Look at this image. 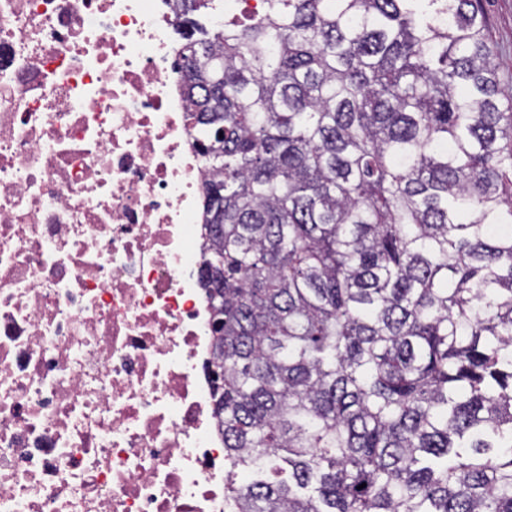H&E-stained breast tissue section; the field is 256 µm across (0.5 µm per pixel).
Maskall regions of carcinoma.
Returning <instances> with one entry per match:
<instances>
[{
  "instance_id": "cac0c4a2",
  "label": "carcinoma",
  "mask_w": 512,
  "mask_h": 512,
  "mask_svg": "<svg viewBox=\"0 0 512 512\" xmlns=\"http://www.w3.org/2000/svg\"><path fill=\"white\" fill-rule=\"evenodd\" d=\"M177 0L235 512H512V112L481 0Z\"/></svg>"
}]
</instances>
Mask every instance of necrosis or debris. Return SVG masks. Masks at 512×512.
Returning a JSON list of instances; mask_svg holds the SVG:
<instances>
[{
    "mask_svg": "<svg viewBox=\"0 0 512 512\" xmlns=\"http://www.w3.org/2000/svg\"><path fill=\"white\" fill-rule=\"evenodd\" d=\"M171 0H0V512H231Z\"/></svg>",
    "mask_w": 512,
    "mask_h": 512,
    "instance_id": "4bbe7bcc",
    "label": "necrosis or debris"
}]
</instances>
